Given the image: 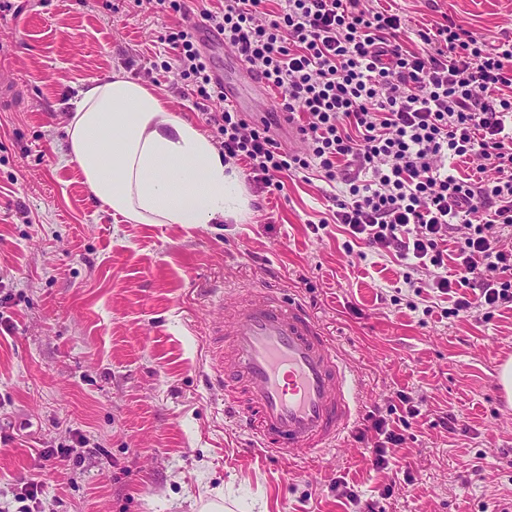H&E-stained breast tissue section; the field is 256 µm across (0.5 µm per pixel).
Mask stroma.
<instances>
[{
    "mask_svg": "<svg viewBox=\"0 0 512 512\" xmlns=\"http://www.w3.org/2000/svg\"><path fill=\"white\" fill-rule=\"evenodd\" d=\"M0 14V506L21 512L23 483H43L45 512H347L345 480L376 512H497L512 498V404L497 382L512 359V308L491 320L444 318L431 289L414 307L394 259L346 253L316 184L295 177L253 197L239 222L132 224L94 200L61 158L71 102L90 80L122 73L153 85L174 113L204 128L182 94L163 36L180 20L134 0H11ZM413 24L453 17L493 47L512 38V0H396ZM244 106L276 109L232 49L214 60ZM233 282L299 296L358 381L362 413L390 416L400 395L421 414L373 464L351 429L342 448L305 462L261 456L207 382L214 298ZM457 417L455 430L440 424ZM86 437L65 460L46 448ZM482 472L460 488V463Z\"/></svg>",
    "mask_w": 512,
    "mask_h": 512,
    "instance_id": "1",
    "label": "stroma"
}]
</instances>
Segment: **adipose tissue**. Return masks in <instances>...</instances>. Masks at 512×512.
Listing matches in <instances>:
<instances>
[{
  "instance_id": "adipose-tissue-1",
  "label": "adipose tissue",
  "mask_w": 512,
  "mask_h": 512,
  "mask_svg": "<svg viewBox=\"0 0 512 512\" xmlns=\"http://www.w3.org/2000/svg\"><path fill=\"white\" fill-rule=\"evenodd\" d=\"M64 132L63 156L92 196L132 223L237 222L248 212L244 182L211 138L131 77L86 84Z\"/></svg>"
}]
</instances>
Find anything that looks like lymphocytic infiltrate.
<instances>
[{
    "mask_svg": "<svg viewBox=\"0 0 512 512\" xmlns=\"http://www.w3.org/2000/svg\"><path fill=\"white\" fill-rule=\"evenodd\" d=\"M266 2L224 0L198 13L260 69L280 111L299 117L304 147L288 151L269 121L228 105L205 115L225 163L242 166L260 193L283 191L290 174L334 187L346 251L395 258L413 292L454 295L442 316L488 320L511 308L512 249L502 238L512 229V40L487 48L449 17L413 30L369 0ZM412 37L420 48H408ZM164 40L191 95L223 97L186 26ZM470 162L475 172L461 174Z\"/></svg>",
    "mask_w": 512,
    "mask_h": 512,
    "instance_id": "1",
    "label": "lymphocytic infiltrate"
}]
</instances>
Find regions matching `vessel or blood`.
<instances>
[{
	"mask_svg": "<svg viewBox=\"0 0 512 512\" xmlns=\"http://www.w3.org/2000/svg\"><path fill=\"white\" fill-rule=\"evenodd\" d=\"M185 23L203 51L222 46L198 14ZM215 305L222 319L207 341L209 377L256 448L294 461L338 447L359 414L356 381L303 302L272 288L228 286Z\"/></svg>",
	"mask_w": 512,
	"mask_h": 512,
	"instance_id": "b4317fda",
	"label": "vessel or blood"
}]
</instances>
